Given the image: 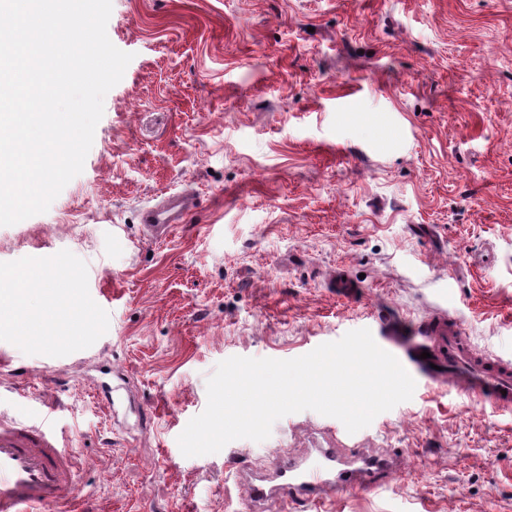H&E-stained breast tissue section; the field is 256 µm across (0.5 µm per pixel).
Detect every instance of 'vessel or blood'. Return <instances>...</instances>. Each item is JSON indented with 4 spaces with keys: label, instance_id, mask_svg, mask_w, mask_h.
Returning a JSON list of instances; mask_svg holds the SVG:
<instances>
[{
    "label": "vessel or blood",
    "instance_id": "b4317fda",
    "mask_svg": "<svg viewBox=\"0 0 512 512\" xmlns=\"http://www.w3.org/2000/svg\"><path fill=\"white\" fill-rule=\"evenodd\" d=\"M194 205L187 195L172 196L164 206L144 209L141 221L153 235L167 237ZM380 346L426 382L453 384L494 411L512 413V362L478 352L461 325L444 315L428 317L411 335L401 325H390ZM394 463L391 456L361 455L342 462L326 448L304 459L282 455L270 477L249 483L247 499L320 502L332 492L377 487L378 475ZM74 482L75 457L69 441L59 435L51 409H40L25 422L0 412V512H39L63 500Z\"/></svg>",
    "mask_w": 512,
    "mask_h": 512
}]
</instances>
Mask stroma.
I'll use <instances>...</instances> for the list:
<instances>
[{
    "instance_id": "1",
    "label": "stroma",
    "mask_w": 512,
    "mask_h": 512,
    "mask_svg": "<svg viewBox=\"0 0 512 512\" xmlns=\"http://www.w3.org/2000/svg\"><path fill=\"white\" fill-rule=\"evenodd\" d=\"M131 53L82 173L0 226V275L46 264L78 340L0 327V410L57 406L75 487L41 512H242L279 449L400 459L328 512H512V413L435 385L356 433L306 410L186 457L229 357L293 359L446 309L512 360V0H112ZM188 191L164 241L141 212ZM343 269L356 298L329 288Z\"/></svg>"
}]
</instances>
